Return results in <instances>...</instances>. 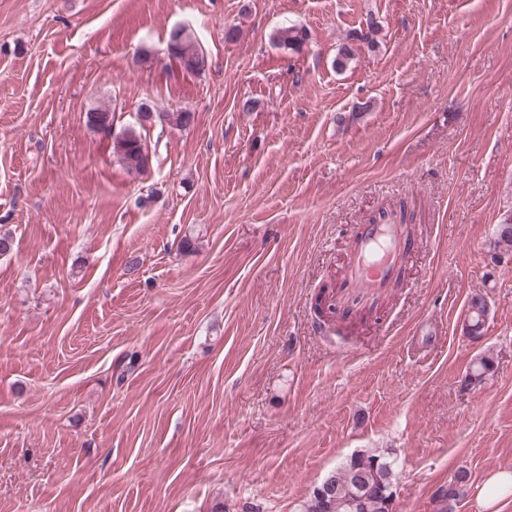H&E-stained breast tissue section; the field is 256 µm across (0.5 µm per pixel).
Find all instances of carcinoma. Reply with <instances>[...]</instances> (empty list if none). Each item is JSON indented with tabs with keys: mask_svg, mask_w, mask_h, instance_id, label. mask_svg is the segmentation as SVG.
Here are the masks:
<instances>
[{
	"mask_svg": "<svg viewBox=\"0 0 512 512\" xmlns=\"http://www.w3.org/2000/svg\"><path fill=\"white\" fill-rule=\"evenodd\" d=\"M307 41V32L295 25L280 27L272 35L275 45L293 51L302 50ZM169 43L175 48L171 59L183 69L192 73L207 66V57L187 29L179 28L171 32ZM354 56L353 46L343 43L337 48L333 66L343 71ZM112 150L130 170L140 172L148 165L146 137L133 126L112 135ZM486 316L487 301L481 296L473 297L469 306L468 329L482 334ZM491 369L492 360L485 355L469 372L465 381L480 383ZM395 481L396 472L388 457L381 453H357L337 466L313 489L309 499L302 505V512H393ZM444 488L453 504H459L466 493L465 475H457Z\"/></svg>",
	"mask_w": 512,
	"mask_h": 512,
	"instance_id": "1",
	"label": "carcinoma"
}]
</instances>
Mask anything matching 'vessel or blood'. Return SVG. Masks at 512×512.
I'll list each match as a JSON object with an SVG mask.
<instances>
[{
	"label": "vessel or blood",
	"mask_w": 512,
	"mask_h": 512,
	"mask_svg": "<svg viewBox=\"0 0 512 512\" xmlns=\"http://www.w3.org/2000/svg\"><path fill=\"white\" fill-rule=\"evenodd\" d=\"M407 247L400 225H362L358 233V247L344 270L345 287L361 292H374L386 287L395 279L398 259Z\"/></svg>",
	"instance_id": "obj_1"
}]
</instances>
